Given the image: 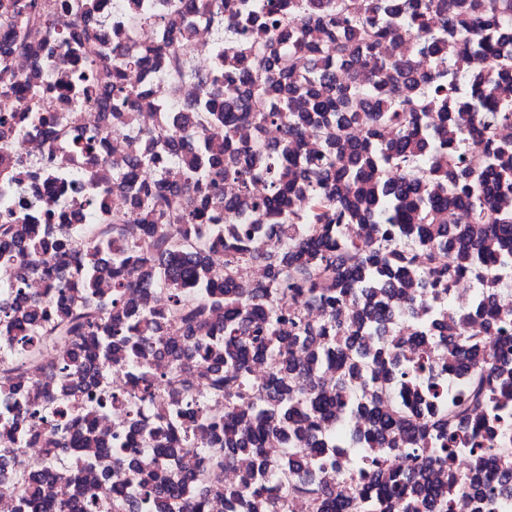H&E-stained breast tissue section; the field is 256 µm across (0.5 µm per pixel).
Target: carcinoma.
Listing matches in <instances>:
<instances>
[{
    "label": "carcinoma",
    "instance_id": "obj_1",
    "mask_svg": "<svg viewBox=\"0 0 512 512\" xmlns=\"http://www.w3.org/2000/svg\"><path fill=\"white\" fill-rule=\"evenodd\" d=\"M42 0H0L9 46L27 50L37 40H62L68 23L42 22ZM237 39L224 45V71L234 77L205 80L194 111L179 119L196 138L188 153L171 146L183 185L164 183L159 166L162 130H137L127 163L116 175L130 187V211L98 214L90 222L32 224L12 211L0 217V492L16 498V512H67L48 500L40 484L73 486L87 512H209L219 499L230 512H284L288 497L311 500L316 512H467L475 496L512 490V447L493 438L512 427V368L507 353L485 350L468 318L485 315L505 334L509 318L482 294L470 308L455 306L449 284L478 280L512 265V142L493 136L512 122V105L496 88L512 84V0H249L232 5ZM314 22L330 41L306 40L307 25L289 27L288 15ZM402 27L416 50L429 57L424 73L387 59V38ZM309 49L307 90L296 94L294 52ZM469 53L490 69L460 67ZM107 73L91 62L74 74L90 88ZM224 93V110L209 96ZM367 96L363 141L343 128L356 119L351 105ZM137 92L113 82V109L134 104ZM281 126L285 138L267 150L241 145L242 123ZM314 127L324 152L302 154L304 133ZM19 128L0 121V152ZM100 139L88 132L66 143L72 155L96 158ZM447 154L435 174L429 152ZM56 151L30 170L51 181ZM265 179L270 197L251 195ZM237 196L223 200L224 183ZM311 198L307 211H282L298 188ZM249 205L250 225L234 224L238 203ZM460 210V225L437 223L442 208ZM385 225L377 241L347 237L341 226ZM303 225L295 237L288 225ZM275 229L281 246L265 244ZM224 246L223 280H214L207 249ZM426 293L439 319L420 326L412 357L387 335L399 312L396 280L413 275L420 254ZM261 264L267 279L238 282L241 267ZM51 282L56 294L25 292L28 280ZM160 290L164 307L143 309L137 289ZM358 311L343 319L347 299ZM294 306L284 309L287 301ZM321 310L320 320L306 309ZM208 325L212 334L196 335ZM456 355L465 375L446 385L438 356ZM128 368L132 401L123 427L128 440L101 441L96 417L124 397L110 385L107 361ZM269 368L262 389L250 384L253 363ZM22 368L44 391L36 400L13 384ZM336 370L327 385L320 372ZM224 406V417L212 407ZM365 413L371 426L351 430L347 415ZM291 446L308 438L300 457L274 460L265 441ZM355 441L362 458L340 476L337 449ZM156 449V469L142 472L129 445ZM35 443L43 456L27 459ZM90 445L102 446L111 475L99 486L80 482V470L59 463ZM183 448H198L208 469L239 459L250 466L237 484L208 482L207 469L186 474L173 465ZM469 449L466 472L447 469L448 457Z\"/></svg>",
    "mask_w": 512,
    "mask_h": 512
}]
</instances>
